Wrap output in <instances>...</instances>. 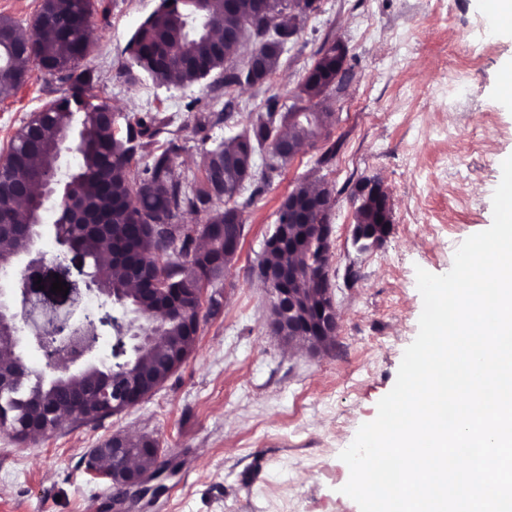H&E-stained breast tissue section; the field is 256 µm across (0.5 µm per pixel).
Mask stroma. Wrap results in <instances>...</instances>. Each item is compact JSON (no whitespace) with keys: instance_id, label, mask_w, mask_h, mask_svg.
<instances>
[{"instance_id":"stroma-1","label":"stroma","mask_w":512,"mask_h":512,"mask_svg":"<svg viewBox=\"0 0 512 512\" xmlns=\"http://www.w3.org/2000/svg\"><path fill=\"white\" fill-rule=\"evenodd\" d=\"M92 3L81 67L98 75L96 94L121 118L165 120L158 141L179 145L173 173L187 185L202 176L203 152L245 130L268 100L286 111L322 45L344 43L353 74L331 95L335 119L325 137L272 173L267 150L255 153L241 192L251 203L241 212L239 254L214 285L219 310L201 311L186 362L100 423H68L23 443L0 431V512H359L341 492L350 472L339 454L376 418L418 333L415 270L447 273L460 243L492 224L501 163L512 156V105L500 97L512 34L493 28L491 0H318L275 74L264 86L235 89L228 114L218 75L186 88L120 77L129 38L160 0ZM62 91L34 69L0 96V152ZM331 146L335 157L320 164ZM367 178L386 190L391 224L380 246L362 252L352 241L350 192ZM301 184L332 192L328 270L338 325L332 345L317 351L271 332L258 277L278 209ZM54 220L45 214L37 243L47 308L77 319L89 310L121 316L119 306L86 291L79 260L61 259ZM57 279L68 294L50 292ZM116 433L152 435L173 471L160 494L119 510L109 483L84 463Z\"/></svg>"}]
</instances>
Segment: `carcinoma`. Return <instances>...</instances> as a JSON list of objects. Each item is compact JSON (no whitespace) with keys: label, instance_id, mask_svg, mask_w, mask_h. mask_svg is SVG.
<instances>
[{"label":"carcinoma","instance_id":"1","mask_svg":"<svg viewBox=\"0 0 512 512\" xmlns=\"http://www.w3.org/2000/svg\"><path fill=\"white\" fill-rule=\"evenodd\" d=\"M316 0H234L230 6L224 0H207L206 10L198 15L191 5L180 6L171 0H161L159 7L141 23L128 41L130 67L123 72L125 81L133 83L137 67L158 85H192L212 72L224 68V56L216 51L215 35L228 37L227 51L236 53L238 37L264 35L267 20L279 17L273 35L285 40L298 31V24L315 9ZM91 0H42L35 14L31 31L21 36L17 24L9 17H0V95L8 96L26 81L32 68L67 85L64 95L31 113L21 126L5 153L0 155V220L8 224H33L42 218L47 187L57 181L71 186L79 206L95 212L110 225L108 234L87 239L80 229L67 223L62 205H57L55 223L68 241L85 249L100 267L101 294L111 297L124 292L127 304L145 315L159 306L158 297L149 290L132 287L134 280H146L157 272L155 253L157 239L154 228L139 221L142 210L158 215V223L171 224L185 211L208 212L206 225L214 231V239H224V225L239 224L240 208L252 203L262 192L256 187L242 203L238 195L251 178L252 157L269 140L285 132L295 141L314 140L331 123L333 112L324 105L323 95L329 86L345 84L351 66L346 64L347 52L334 42L320 50L319 58L308 70L300 86L297 102L287 111H276L270 105L256 113L249 128L231 136L205 152L203 175L198 183L185 187L175 179L171 154L180 146L170 141L147 167L146 179L134 183L130 167L137 151L153 144L158 130L142 118L126 120L115 127L103 119L107 104L92 93L96 87L93 71L77 70L78 63L88 54L87 39ZM256 52L259 66L252 81L272 76L279 65L283 49L270 39L258 41ZM313 107L319 111L313 118L292 120L296 112ZM77 133L74 150L77 167L63 174L58 158L63 144ZM23 181L29 188L34 204L31 209L17 207L15 186ZM297 191L309 200L298 207L283 202L278 223L288 225V234L310 233V225L318 220L315 206L330 200L327 189L313 191L299 187ZM387 192L378 183H358L351 193L355 227L363 237L386 230L390 210L385 208ZM179 254L182 262L175 265L172 287L182 288L203 276H223L231 261L224 259V249L200 252L193 248L191 229L180 228ZM126 247L133 264L105 261L113 248ZM22 246L18 237H0V276L13 273L15 257ZM310 257L288 247L275 246L268 250L264 262L273 266H294L305 269ZM293 288L303 294L308 303V320L320 318L319 301L303 285ZM168 319L155 330L154 345L131 359L130 369L151 374L149 387L159 386L173 375L193 352L192 336L197 325L183 299L173 294L165 302ZM17 341L7 327L0 326V371L14 378L12 390L0 397V428L6 429L18 441L33 435L47 436L66 422L97 423L112 413L105 410L100 388L107 384L117 387L127 374L124 363L118 361L107 371L88 367L82 373L60 376L49 383L32 376L22 357L16 352ZM123 443L125 456L132 458L136 468L159 474L166 461L153 448L152 438L112 436L97 449V464L112 469L117 464L112 454L114 441Z\"/></svg>","mask_w":512,"mask_h":512}]
</instances>
